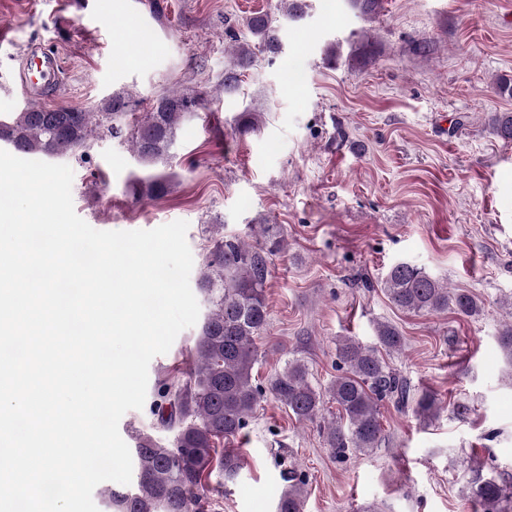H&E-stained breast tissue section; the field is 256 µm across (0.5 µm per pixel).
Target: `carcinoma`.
<instances>
[{"label": "carcinoma", "instance_id": "carcinoma-1", "mask_svg": "<svg viewBox=\"0 0 512 512\" xmlns=\"http://www.w3.org/2000/svg\"><path fill=\"white\" fill-rule=\"evenodd\" d=\"M361 15L373 18L382 0H350ZM308 0H279L278 12L291 22L308 15ZM277 16L257 13L246 18V27L257 42H237L224 69V93H235L241 77L252 69L258 55L274 58L282 53ZM198 94L173 91L152 100L147 110L128 120V102L114 96L102 108H47L30 104L8 121H0V141L20 154L60 157L88 143L95 127L110 124L118 135L129 134L133 153L145 164L171 158L183 119L199 110ZM262 120L248 109L236 120L241 136L260 131ZM488 126L503 142H512V113L493 112ZM168 190L164 175L139 179L132 185L135 197L159 198ZM206 253L199 285L212 308L192 350L187 379L171 375L160 381L151 412L159 427L173 433L168 444L148 433L134 436L132 448L136 482L132 490H108L111 512H212L217 500L212 477L224 482L237 479L243 466L233 441L248 425L256 406L270 395L299 421H312L324 405L336 404L338 415L320 427L325 445L336 454L348 449L370 451L381 438L380 406L392 402L405 406L410 398L407 381L389 365L387 356L404 348V337L390 322H378L375 339L363 344L344 337L336 344L341 374L325 390L314 386L308 368L299 360L287 363L270 380L268 389L252 381L258 361V340L269 321L266 288L272 277V256L287 247L280 232L261 225L245 237L215 234ZM384 292L399 310L408 313H441L449 309L463 317L480 315L482 307L472 294L455 290L416 265L392 266L383 280ZM498 343L512 361V320L502 324ZM414 412L423 419L443 409L437 394L424 391L414 398ZM472 498L484 512H502L512 499V484L483 473L474 465ZM304 483H292L276 504V512H303Z\"/></svg>", "mask_w": 512, "mask_h": 512}]
</instances>
